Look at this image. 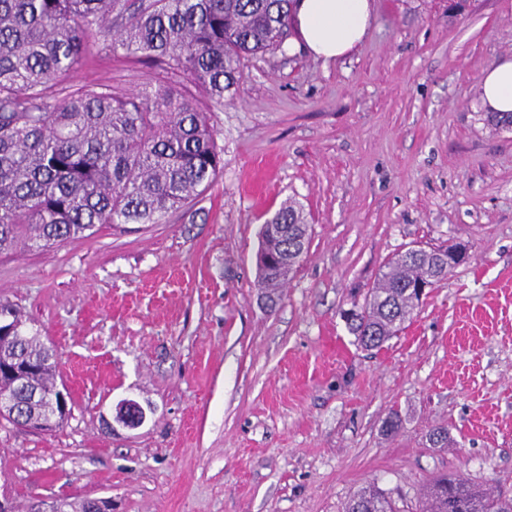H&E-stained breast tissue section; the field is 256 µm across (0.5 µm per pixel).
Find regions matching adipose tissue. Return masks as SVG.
<instances>
[{
  "instance_id": "ef3b65f1",
  "label": "adipose tissue",
  "mask_w": 512,
  "mask_h": 512,
  "mask_svg": "<svg viewBox=\"0 0 512 512\" xmlns=\"http://www.w3.org/2000/svg\"><path fill=\"white\" fill-rule=\"evenodd\" d=\"M299 47L326 61L344 56L365 37L372 0H295L292 6ZM479 99L487 111L512 112V58L499 61L484 75Z\"/></svg>"
}]
</instances>
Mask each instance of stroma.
I'll return each mask as SVG.
<instances>
[{"label":"stroma","instance_id":"stroma-1","mask_svg":"<svg viewBox=\"0 0 512 512\" xmlns=\"http://www.w3.org/2000/svg\"><path fill=\"white\" fill-rule=\"evenodd\" d=\"M348 56L253 60L215 115L224 168L159 224L0 255V299L58 349L71 413L0 419V495L112 512H341L373 482L416 512L439 474L512 497V127L476 89L512 56V0H374ZM72 84L141 90L94 53ZM311 240L268 302L257 232L288 201ZM465 246L381 350L342 316L408 247ZM132 399L150 413L114 423ZM398 412L402 424L387 432ZM448 428V445L427 434Z\"/></svg>","mask_w":512,"mask_h":512}]
</instances>
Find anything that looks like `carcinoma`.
I'll return each instance as SVG.
<instances>
[{
    "label": "carcinoma",
    "mask_w": 512,
    "mask_h": 512,
    "mask_svg": "<svg viewBox=\"0 0 512 512\" xmlns=\"http://www.w3.org/2000/svg\"><path fill=\"white\" fill-rule=\"evenodd\" d=\"M293 0H0V255L92 235L100 224H160L203 195L223 169L215 112L233 99L247 63L284 50ZM122 49L156 71L153 84L70 89L99 47ZM310 225L289 200L259 230L258 287L274 295L300 263ZM418 249L388 262L350 312L355 342L376 349L412 321L413 286L448 277L440 255ZM30 366L26 383L0 371V396L22 406L23 426L51 431L63 418L37 392L57 389L59 353L38 331L0 328V355ZM344 512H401L368 484ZM420 512H512V499L437 476Z\"/></svg>",
    "instance_id": "carcinoma-1"
}]
</instances>
